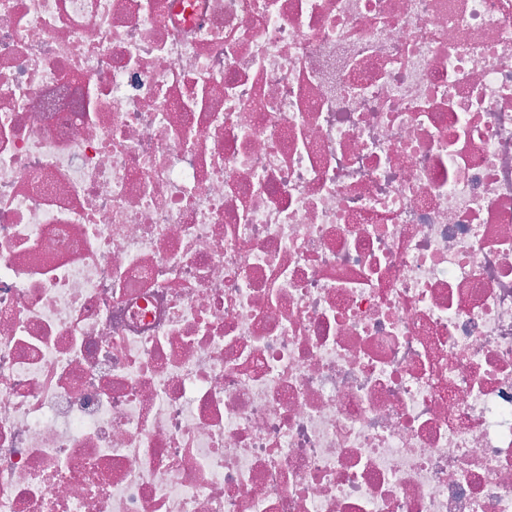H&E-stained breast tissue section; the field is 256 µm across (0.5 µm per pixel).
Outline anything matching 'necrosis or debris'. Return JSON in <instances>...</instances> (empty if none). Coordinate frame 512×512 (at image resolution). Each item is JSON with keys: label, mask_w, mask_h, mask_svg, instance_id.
<instances>
[{"label": "necrosis or debris", "mask_w": 512, "mask_h": 512, "mask_svg": "<svg viewBox=\"0 0 512 512\" xmlns=\"http://www.w3.org/2000/svg\"><path fill=\"white\" fill-rule=\"evenodd\" d=\"M0 512H512V0H0Z\"/></svg>", "instance_id": "obj_1"}]
</instances>
